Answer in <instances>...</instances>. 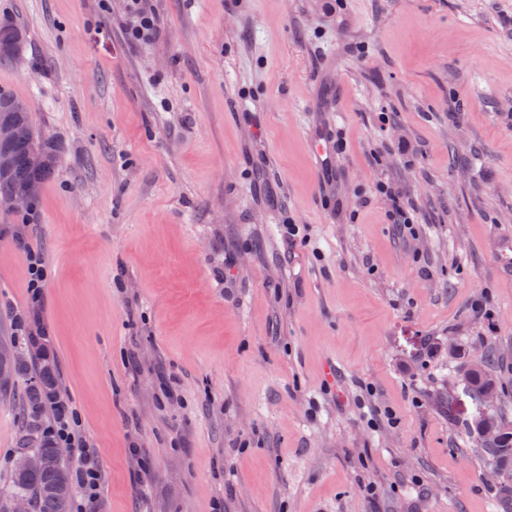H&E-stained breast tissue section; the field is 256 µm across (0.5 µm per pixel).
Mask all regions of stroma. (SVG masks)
Listing matches in <instances>:
<instances>
[{
    "mask_svg": "<svg viewBox=\"0 0 512 512\" xmlns=\"http://www.w3.org/2000/svg\"><path fill=\"white\" fill-rule=\"evenodd\" d=\"M332 2L151 0L131 43L126 0H0L58 159L0 211V335L45 328L94 512H499L448 349L512 413V0ZM20 436L0 402V503ZM132 15V22L127 28L128 38L139 42L152 36L158 25L154 9L147 3L149 0H127ZM377 191L392 201L391 224H399L400 229H403V231L408 229L411 232V224H414L413 218L410 211L400 203L401 191L398 187L391 183L381 182L377 184ZM28 269L31 276L29 288L33 295L32 300L38 302L41 298L42 282L45 279L44 260L40 252L28 253ZM497 358L493 351L486 353V363L484 365L483 357H472L466 365L459 367L457 373L454 375L459 383H465L467 377L483 367V370L474 373L467 382V389L471 395L476 399L482 400L483 397L487 406L493 409L497 405V396L494 392L489 391L485 396L484 392L487 388L493 387L498 395V401L500 398V392L502 391V385L499 380L497 371ZM79 419L67 405L60 406L54 434L59 441L72 448L74 455L80 460V497L83 502H92L97 497L100 487L102 469L97 448L78 433Z\"/></svg>",
    "mask_w": 512,
    "mask_h": 512,
    "instance_id": "35a3bbf8",
    "label": "stroma"
}]
</instances>
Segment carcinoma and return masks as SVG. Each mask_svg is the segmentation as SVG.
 Here are the masks:
<instances>
[{
	"mask_svg": "<svg viewBox=\"0 0 512 512\" xmlns=\"http://www.w3.org/2000/svg\"><path fill=\"white\" fill-rule=\"evenodd\" d=\"M27 43L24 27L5 17L0 20V62L18 58ZM16 97L0 90V123H7L25 130V135L15 140L11 149L15 166L6 176H0V196H16L22 199L21 208L33 210L38 202L40 188L57 167L56 156L51 153L48 139L38 135L32 125L31 113L17 112L9 108ZM494 352L486 353L483 370L474 373L467 382L471 395L481 400L487 388L502 391ZM16 382L24 385L26 401L22 414V439L19 451H32L48 460L40 471L20 474L11 470L9 495L11 498L25 497L31 512H72L77 493L76 474L69 460L58 454L57 442L43 427L44 418L52 400L56 397L54 384L55 370L39 369L34 376H28L27 363L15 365ZM486 418L506 429L492 445L484 444L473 426H467V433L473 435L475 446L486 459L498 458L505 470L502 481L495 485L498 501L504 512H512V417L499 409L486 414Z\"/></svg>",
	"mask_w": 512,
	"mask_h": 512,
	"instance_id": "1",
	"label": "carcinoma"
}]
</instances>
